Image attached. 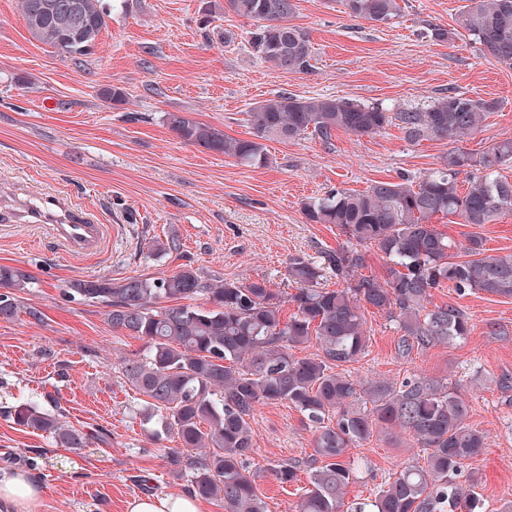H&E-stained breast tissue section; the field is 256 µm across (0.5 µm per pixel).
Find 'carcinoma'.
Returning <instances> with one entry per match:
<instances>
[{"label": "carcinoma", "instance_id": "1", "mask_svg": "<svg viewBox=\"0 0 512 512\" xmlns=\"http://www.w3.org/2000/svg\"><path fill=\"white\" fill-rule=\"evenodd\" d=\"M55 0H20L31 37L63 58L90 54L110 17L104 0H73L83 29L61 27L39 5ZM457 26L434 25L431 39L449 43L468 37L485 57L512 65V0H466ZM215 7L251 22V54L294 72L313 68L312 43L292 23L297 0H224ZM349 16L391 25L401 15L398 0H344ZM498 102L450 91L421 106L392 110L353 98L266 99L248 112L251 137L234 138L181 112L165 116L182 142L234 158L248 167L269 163L266 140L306 135L323 142L342 130L356 136L397 125L408 141L430 137L463 141L483 126ZM512 167V141L476 156L460 147L440 167L404 182L378 180L362 192L334 189L302 201L310 224H334L349 243L376 246L386 258V276L359 273L364 257L356 249L326 251L321 261L292 257L288 280L294 312L283 319L284 300L266 280L239 283L204 274L189 264L163 277L96 278L69 284V294L108 308L112 328L145 342L144 350L121 360L124 376L160 416L152 436L163 448L169 473L188 482L190 495L216 500L224 512H266L259 494L261 472L249 465L251 420L264 404L286 403L314 429V454L301 464L284 460L268 470L281 485L309 471L310 487L298 512H343L356 467L343 461L351 448L383 436L418 448L413 458L385 480L373 497L352 512H480L482 477L473 462L487 447V433L471 424V406L458 391L425 376L397 382L382 377L353 380L344 366L365 354L368 336L361 308L386 314L401 332L398 353L448 344L470 333L468 315L455 305L428 308L432 291L512 297V254H489L476 233L463 244L448 239L430 220L440 215L481 226L512 211V182L500 171ZM477 171L466 192L459 175ZM348 282L320 287L323 271ZM25 269L0 266V317L18 314V294L34 287ZM311 345L317 352L298 356ZM8 415L32 433H46L64 448L80 450L94 435L64 421L49 393L41 402L12 407Z\"/></svg>", "mask_w": 512, "mask_h": 512}]
</instances>
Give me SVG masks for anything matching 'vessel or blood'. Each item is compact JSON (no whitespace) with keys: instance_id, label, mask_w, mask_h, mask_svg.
I'll use <instances>...</instances> for the list:
<instances>
[{"instance_id":"1","label":"vessel or blood","mask_w":512,"mask_h":512,"mask_svg":"<svg viewBox=\"0 0 512 512\" xmlns=\"http://www.w3.org/2000/svg\"><path fill=\"white\" fill-rule=\"evenodd\" d=\"M0 216L20 224H46L63 250L75 257L97 254L105 235L87 211L60 195L41 198L39 204L17 197L0 204Z\"/></svg>"}]
</instances>
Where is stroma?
Listing matches in <instances>:
<instances>
[{
  "instance_id": "1",
  "label": "stroma",
  "mask_w": 512,
  "mask_h": 512,
  "mask_svg": "<svg viewBox=\"0 0 512 512\" xmlns=\"http://www.w3.org/2000/svg\"><path fill=\"white\" fill-rule=\"evenodd\" d=\"M213 2L126 0L93 53L75 63L30 36L18 0H0V194L17 186L31 198L65 192L107 227L99 254L72 257L47 225L0 223V266L24 268L38 280L20 296L21 313L0 318V477L23 471L36 479V512H127L133 497L185 492L165 468L159 442L144 431L147 404L121 370V357L140 351L143 341L113 330L106 308L66 296L69 282L160 277L189 264L294 294L285 279L291 257L316 259L347 244L336 226L307 223L303 200L419 178L456 147L438 137L412 143L389 126L359 137L339 131L327 144L312 136L272 140L269 165L247 167L181 142L166 113L244 138L248 110L283 92L396 109L453 90L500 105L466 149L479 153L512 140V67L484 57L467 38L445 44L428 35L433 25L455 27L464 0H400L401 16L388 26L350 17L341 0H297L294 22L314 50L307 73L253 57L249 23L232 15L207 22ZM106 84L123 89L124 105L102 98ZM171 238L179 240L178 252L148 253V242ZM431 303L462 308L470 335L403 358L395 322L368 308V352L346 370L358 380L418 374L455 388L472 407L471 424L489 435L476 466L487 512H499L512 502V386L500 384L512 379V298L445 286ZM29 306L41 309L42 321H29ZM47 392L69 425L105 432L107 441L73 451L8 417L9 407ZM252 428V466L314 452L312 430L288 405L258 407ZM413 455L381 436L349 449L345 459L357 461L358 480L346 503L370 497ZM140 475L150 486L137 483Z\"/></svg>"
}]
</instances>
